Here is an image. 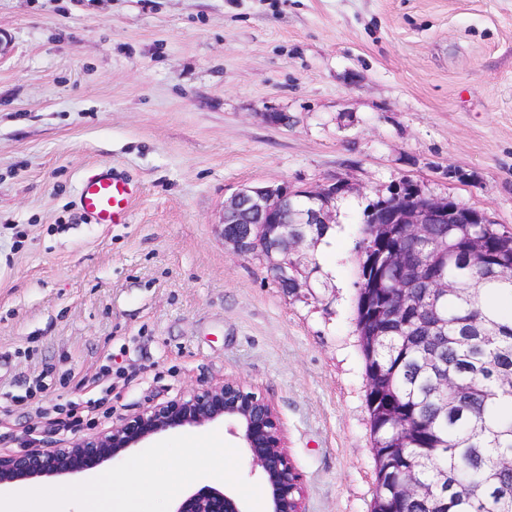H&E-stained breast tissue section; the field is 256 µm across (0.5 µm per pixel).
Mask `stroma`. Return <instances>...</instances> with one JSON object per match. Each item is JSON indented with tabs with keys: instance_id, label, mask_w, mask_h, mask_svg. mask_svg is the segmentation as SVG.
<instances>
[{
	"instance_id": "35a3bbf8",
	"label": "stroma",
	"mask_w": 512,
	"mask_h": 512,
	"mask_svg": "<svg viewBox=\"0 0 512 512\" xmlns=\"http://www.w3.org/2000/svg\"><path fill=\"white\" fill-rule=\"evenodd\" d=\"M102 165L139 188L124 223L77 204ZM336 179L310 288L221 238L240 187ZM406 181L512 232V0H0V451L235 379L306 512H372L361 227Z\"/></svg>"
}]
</instances>
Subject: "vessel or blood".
I'll list each match as a JSON object with an SVG mask.
<instances>
[{
    "label": "vessel or blood",
    "instance_id": "1",
    "mask_svg": "<svg viewBox=\"0 0 512 512\" xmlns=\"http://www.w3.org/2000/svg\"><path fill=\"white\" fill-rule=\"evenodd\" d=\"M137 195L127 180L101 167L85 177L79 191L82 209L98 224L122 223Z\"/></svg>",
    "mask_w": 512,
    "mask_h": 512
}]
</instances>
